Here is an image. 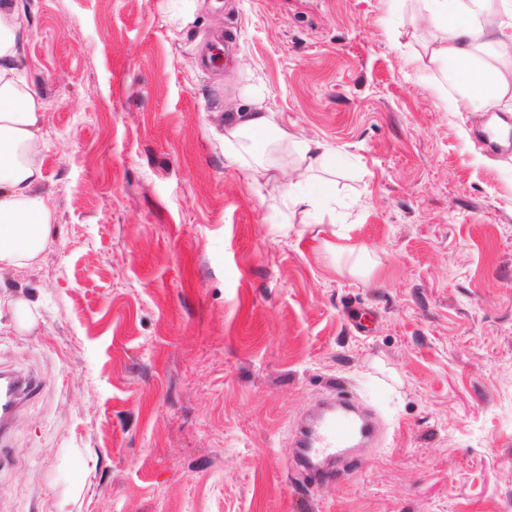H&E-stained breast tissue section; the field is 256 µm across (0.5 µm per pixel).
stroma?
Segmentation results:
<instances>
[{
	"instance_id": "obj_1",
	"label": "stroma",
	"mask_w": 512,
	"mask_h": 512,
	"mask_svg": "<svg viewBox=\"0 0 512 512\" xmlns=\"http://www.w3.org/2000/svg\"><path fill=\"white\" fill-rule=\"evenodd\" d=\"M24 3L57 224L0 270V371L38 381L0 512H512V156L410 65L414 0ZM258 89L344 161L322 224L224 157ZM337 386L379 435L317 485L294 430Z\"/></svg>"
}]
</instances>
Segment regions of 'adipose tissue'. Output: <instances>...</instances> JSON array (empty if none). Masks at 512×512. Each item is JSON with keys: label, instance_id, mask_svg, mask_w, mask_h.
Wrapping results in <instances>:
<instances>
[{"label": "adipose tissue", "instance_id": "adipose-tissue-1", "mask_svg": "<svg viewBox=\"0 0 512 512\" xmlns=\"http://www.w3.org/2000/svg\"><path fill=\"white\" fill-rule=\"evenodd\" d=\"M435 32L429 61L452 72L461 100L474 111L512 104V0H416ZM27 28L18 0H0V269L33 264L51 243L56 214L39 185L43 103L22 69ZM224 156L251 178L282 173L278 198L304 224L320 223L333 183L322 173L336 158L321 142L281 127L254 102L229 114Z\"/></svg>", "mask_w": 512, "mask_h": 512}]
</instances>
